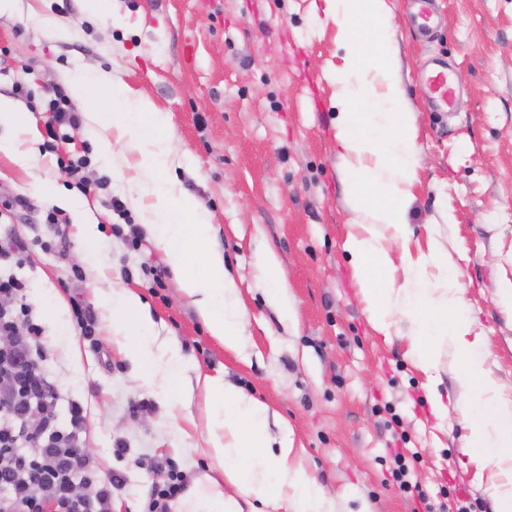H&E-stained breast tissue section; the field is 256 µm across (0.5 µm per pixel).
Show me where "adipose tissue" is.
I'll return each instance as SVG.
<instances>
[{
	"label": "adipose tissue",
	"mask_w": 512,
	"mask_h": 512,
	"mask_svg": "<svg viewBox=\"0 0 512 512\" xmlns=\"http://www.w3.org/2000/svg\"><path fill=\"white\" fill-rule=\"evenodd\" d=\"M324 14L336 24V41L344 51L334 80L340 106L336 143L342 160L347 200L358 215L346 241L356 285L374 329L390 335L399 317L412 323L409 353L424 372L437 370L444 347L457 361L462 389L455 408L466 421L461 451L497 467L512 463V402L502 400L500 386L475 336L458 265L442 241L439 225L425 227L424 247H413L408 208L414 199L420 158L416 149V112L397 76L393 24L387 0H324ZM366 21L377 40L362 35ZM107 89L112 109L99 113L103 129L128 135L139 153L136 199L147 200L144 223L166 257L181 292L191 298L200 318L220 342L243 341L244 314L222 259L198 263L195 254L209 238L210 215L185 195L166 173L174 147L164 133L165 118L146 98L98 72L73 81L70 91L81 97L88 85ZM444 277L433 281L432 269ZM118 312L114 333L146 379L160 395H168L186 361L178 345L145 342L151 320L141 300L125 288L112 291ZM211 403L207 440L210 456L222 467L226 483L239 496L292 512H333L332 499L303 470L291 468L296 451L272 450L265 429L266 408L219 377L199 376ZM436 417L449 410L441 395L430 397ZM275 456L276 465L257 468L258 460Z\"/></svg>",
	"instance_id": "adipose-tissue-1"
}]
</instances>
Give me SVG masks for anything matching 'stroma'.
Masks as SVG:
<instances>
[{"mask_svg":"<svg viewBox=\"0 0 512 512\" xmlns=\"http://www.w3.org/2000/svg\"><path fill=\"white\" fill-rule=\"evenodd\" d=\"M112 18L101 27L84 0H16L0 15V98L17 120L0 125V196L21 197L0 233L31 241L20 274L26 301L43 329L47 370L56 389L82 402L83 444L102 473L124 476L112 512H145L167 473L224 490V474L206 453L208 403L198 373L222 376L266 407L272 446L288 442L295 459L336 501L335 512H412L409 493L391 477L390 447L402 449L412 480L430 495L448 492L464 512H493L487 489L500 477L460 451L464 420L437 419L430 389L456 399L451 357L435 377L408 358V322L392 335L369 321L352 278L345 243L357 216L346 201L336 150V26L324 0H102ZM401 86L417 114L420 183L408 209L415 239L439 224L466 286L487 365L512 400V313L497 303L512 281V0H437L438 28L421 38L408 0H387ZM41 12L46 25L29 16ZM447 60L457 97L453 112L434 111L421 80L427 61ZM106 71L168 115L177 157L168 172L211 216L198 262L217 256L245 313V341L230 348L210 335L191 299L177 288L131 199L137 157L105 139L93 112L110 108L90 87L70 98L79 125L55 152L25 136L44 130L45 89ZM25 86L27 95L17 93ZM111 163H103L104 152ZM89 156L96 189L87 205L61 160ZM52 187L53 195L43 194ZM124 204L110 209L111 198ZM57 210L64 238L47 223ZM96 227L85 238L82 227ZM273 253L286 274L293 322L281 323L258 266ZM141 296L154 343H176L188 366L170 397L139 375L121 337L110 336L113 288ZM95 316L82 335L74 303ZM122 454H115V445Z\"/></svg>","mask_w":512,"mask_h":512,"instance_id":"obj_1","label":"stroma"}]
</instances>
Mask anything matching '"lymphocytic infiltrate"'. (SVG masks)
I'll list each match as a JSON object with an SVG mask.
<instances>
[{
    "instance_id": "lymphocytic-infiltrate-1",
    "label": "lymphocytic infiltrate",
    "mask_w": 512,
    "mask_h": 512,
    "mask_svg": "<svg viewBox=\"0 0 512 512\" xmlns=\"http://www.w3.org/2000/svg\"><path fill=\"white\" fill-rule=\"evenodd\" d=\"M26 283L13 269L0 270V297L17 300L0 307V335L12 347L0 356V512H43L45 501L58 512H111L112 489L122 477L99 475L83 449L85 409L70 401L68 423L55 417L59 394L47 375L43 329L31 319ZM87 488L74 497L76 484Z\"/></svg>"
}]
</instances>
